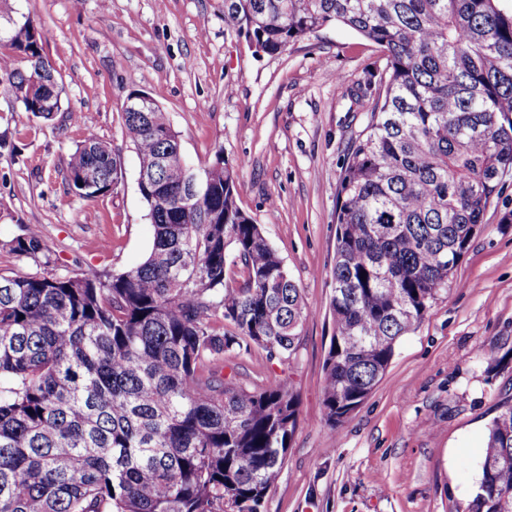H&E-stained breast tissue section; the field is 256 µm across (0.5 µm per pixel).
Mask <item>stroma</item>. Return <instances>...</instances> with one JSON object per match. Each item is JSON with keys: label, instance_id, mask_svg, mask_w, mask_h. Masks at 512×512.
<instances>
[{"label": "stroma", "instance_id": "stroma-1", "mask_svg": "<svg viewBox=\"0 0 512 512\" xmlns=\"http://www.w3.org/2000/svg\"><path fill=\"white\" fill-rule=\"evenodd\" d=\"M0 12L47 28L61 109L42 121L0 90V274L40 267L10 249L44 238L59 274L118 272L144 261L153 226L126 136L128 94L165 112L186 161L215 152L234 167L238 203L282 258L311 313L292 363L231 350L224 373L254 386L291 380L300 424L265 512H454L480 473L487 426L512 399V173L484 229L381 381L337 429L323 416L333 334L331 270L342 166L363 127L349 91L380 59L339 24L255 53L226 28L224 0H0ZM108 143L118 183L93 200L69 189L65 162L86 132Z\"/></svg>", "mask_w": 512, "mask_h": 512}]
</instances>
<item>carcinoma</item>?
I'll return each instance as SVG.
<instances>
[{
    "mask_svg": "<svg viewBox=\"0 0 512 512\" xmlns=\"http://www.w3.org/2000/svg\"><path fill=\"white\" fill-rule=\"evenodd\" d=\"M332 22L383 53L353 93L364 127L338 189L323 388L334 430L448 288L512 172V6L224 0L226 27L268 55ZM0 30V80L33 82L19 104L52 119L48 31L9 15ZM123 122L146 171V259L116 274L0 275V512H264L299 394L285 381L230 383L216 364L253 347L292 360L309 306L239 206L221 151L195 170L161 107ZM66 172L93 199L116 185L117 161L89 133ZM11 250L50 265L35 232ZM455 512H512V402L490 422L478 481Z\"/></svg>",
    "mask_w": 512,
    "mask_h": 512,
    "instance_id": "1",
    "label": "carcinoma"
}]
</instances>
